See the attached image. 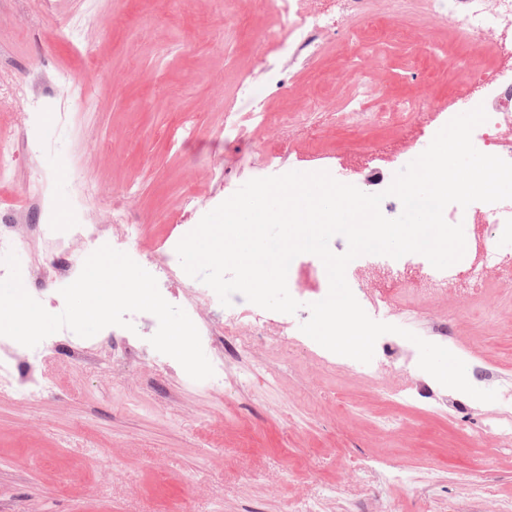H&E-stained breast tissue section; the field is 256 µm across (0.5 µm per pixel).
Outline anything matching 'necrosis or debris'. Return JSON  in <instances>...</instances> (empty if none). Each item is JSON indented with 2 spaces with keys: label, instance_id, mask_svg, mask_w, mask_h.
Instances as JSON below:
<instances>
[{
  "label": "necrosis or debris",
  "instance_id": "4bbe7bcc",
  "mask_svg": "<svg viewBox=\"0 0 512 512\" xmlns=\"http://www.w3.org/2000/svg\"><path fill=\"white\" fill-rule=\"evenodd\" d=\"M417 0H393L389 13L382 14L369 8V0H326L322 9L314 10L308 0H272L270 11L275 18L274 35L278 58L261 52L256 56L255 73L275 82L277 88L285 83L279 78L280 58L289 64L316 59L325 40L347 30L351 19L361 21V27L351 36L350 49L358 51L366 42L387 36L394 21L412 13ZM437 10L447 12L448 52L468 54L475 64L467 87L448 97V110L439 111V120H450V108L460 104L483 106L488 119L472 134L473 144L484 153L512 161V0H433ZM24 107L25 113L10 140L0 143V181L12 180L23 159L46 151L49 143L39 130L40 115L53 111L58 122H66L68 114L61 103H49L47 97L31 92L25 76L10 77L6 89L0 90V111ZM29 203L27 210L15 211L10 222L0 225V251L14 250L27 239L39 245L37 265L51 269L49 277L39 280L40 288L51 291L55 309H63L65 302L55 287L61 282H72L80 269L74 253L81 247L124 242L125 234L115 232V225L123 221V207L113 203V218L99 222L94 208L104 196L103 189L93 183L80 185L77 204L82 211L80 219L65 223L55 205L48 183L42 176H34L24 189ZM452 224L471 226L491 225L494 236H512V200L498 203L475 202L468 207L452 204L447 208ZM361 265L386 271L391 281L403 284L407 266L421 269L426 286L420 289L421 298L440 294L447 286H455L462 298H469L482 289L485 275L491 271L512 268V257L500 253L490 242H482L474 255L464 256L447 269L439 270L424 256L411 254L400 259L384 255H365ZM360 265V266H361ZM164 286L178 287L182 308L197 327L201 342L206 347L216 345L218 338L235 341L232 352L216 355L212 361L213 377L208 387L220 390L228 382V362L238 360L241 353L260 343L267 330L261 310L233 312L220 322L206 320L202 312L211 295L203 289L181 284L176 270L157 264ZM55 350L80 358L90 350L106 348L112 352L114 365H121L134 356H145L144 346L128 337L124 328L108 327L95 338H82L69 329H62ZM45 345L27 348L14 340L0 336V392H7L29 402L42 399L49 387L37 369L45 358Z\"/></svg>",
  "mask_w": 512,
  "mask_h": 512
}]
</instances>
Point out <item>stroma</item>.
<instances>
[{
    "label": "stroma",
    "instance_id": "1",
    "mask_svg": "<svg viewBox=\"0 0 512 512\" xmlns=\"http://www.w3.org/2000/svg\"><path fill=\"white\" fill-rule=\"evenodd\" d=\"M55 12L84 19V49L33 0H0V70L46 56L80 74L95 104L37 77L71 117L46 123L51 150L21 167L9 189L46 175L64 209L82 182L124 192L137 222L124 250L141 265L153 255L179 265L180 239L255 178L338 168L361 191L384 193L439 130L428 114L447 104L465 64L448 57L447 22L400 19L405 36L363 62L362 101L389 95L413 108L379 124L355 120L354 89L336 64L346 54L340 34L307 69H286L287 92L257 85L271 124L247 119L229 130L225 105L256 47L273 46L263 0H55ZM88 48L99 59L91 68ZM314 93L325 111L301 123L297 110ZM300 260V309L267 314L286 336L300 335L327 286L317 256ZM386 321L419 335L448 322L447 348L471 384L484 366L512 374V270L489 275L485 296L469 301L453 289L421 309L400 297ZM322 351L311 339L291 352L259 343L250 357L276 378L244 391L158 375L155 350L118 371L108 359L91 367L53 354L40 369L50 395L26 404L0 393V512H351L357 501L367 512H512V447L483 432L497 403L444 390L425 372L379 381L355 366L327 372ZM405 390L413 401L391 407L387 393ZM348 457L371 466L352 472ZM389 473L401 483L386 482Z\"/></svg>",
    "mask_w": 512,
    "mask_h": 512
}]
</instances>
